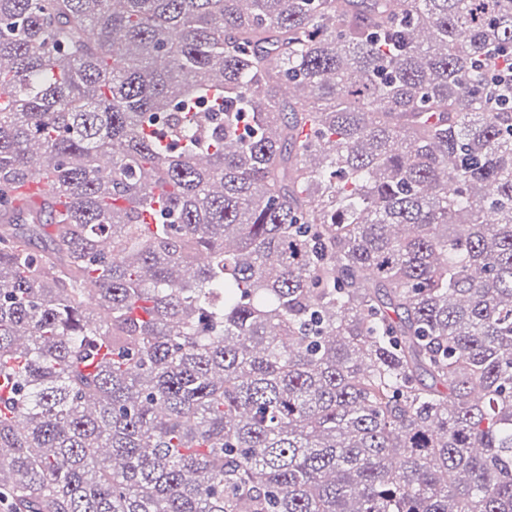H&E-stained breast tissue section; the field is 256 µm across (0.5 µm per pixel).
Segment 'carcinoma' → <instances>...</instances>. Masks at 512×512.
Returning a JSON list of instances; mask_svg holds the SVG:
<instances>
[{
    "mask_svg": "<svg viewBox=\"0 0 512 512\" xmlns=\"http://www.w3.org/2000/svg\"><path fill=\"white\" fill-rule=\"evenodd\" d=\"M123 2L0 0L6 512H512V0ZM14 194L17 196L15 205L18 208H39L48 194V179L42 175L31 176L17 186Z\"/></svg>",
    "mask_w": 512,
    "mask_h": 512,
    "instance_id": "1",
    "label": "carcinoma"
}]
</instances>
